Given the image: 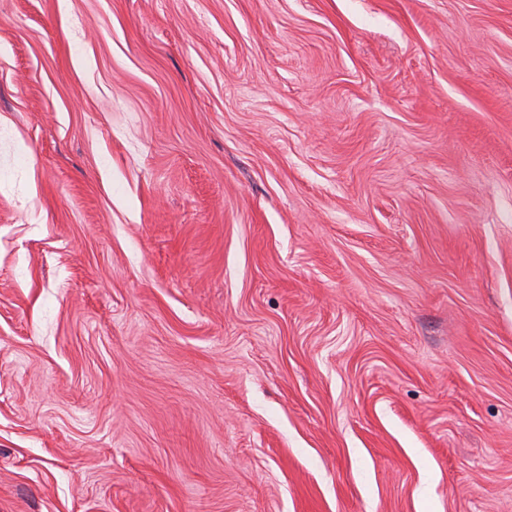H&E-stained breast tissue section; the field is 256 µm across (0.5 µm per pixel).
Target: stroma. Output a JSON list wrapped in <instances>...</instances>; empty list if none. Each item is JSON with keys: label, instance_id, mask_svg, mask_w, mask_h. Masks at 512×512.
Listing matches in <instances>:
<instances>
[{"label": "stroma", "instance_id": "obj_1", "mask_svg": "<svg viewBox=\"0 0 512 512\" xmlns=\"http://www.w3.org/2000/svg\"><path fill=\"white\" fill-rule=\"evenodd\" d=\"M0 512H512V0H0Z\"/></svg>", "mask_w": 512, "mask_h": 512}]
</instances>
